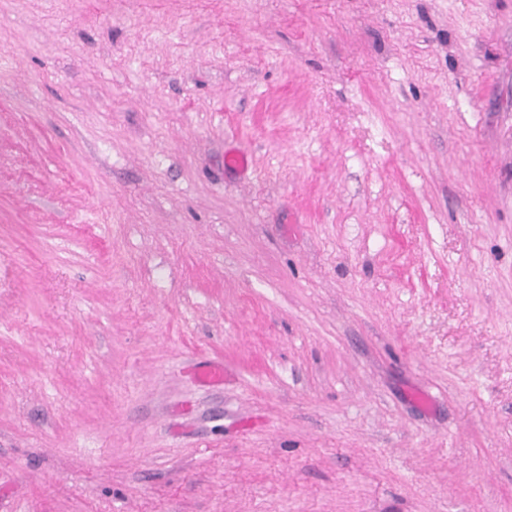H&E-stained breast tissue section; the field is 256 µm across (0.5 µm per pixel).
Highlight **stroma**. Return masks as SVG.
I'll return each mask as SVG.
<instances>
[{"label":"stroma","instance_id":"35a3bbf8","mask_svg":"<svg viewBox=\"0 0 512 512\" xmlns=\"http://www.w3.org/2000/svg\"><path fill=\"white\" fill-rule=\"evenodd\" d=\"M0 512H512V0H0Z\"/></svg>","mask_w":512,"mask_h":512}]
</instances>
